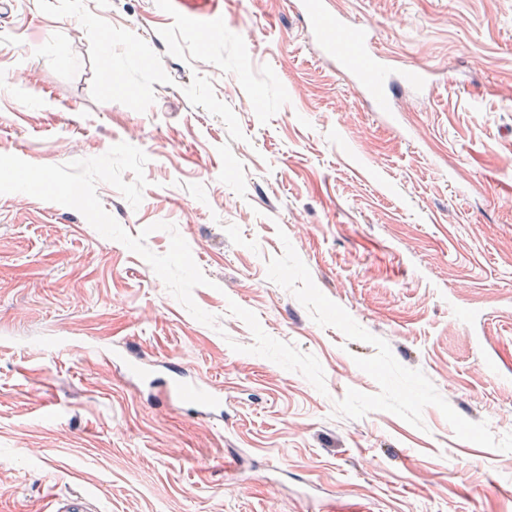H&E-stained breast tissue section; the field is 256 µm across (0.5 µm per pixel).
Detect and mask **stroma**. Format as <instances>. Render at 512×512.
Here are the masks:
<instances>
[{"instance_id":"stroma-1","label":"stroma","mask_w":512,"mask_h":512,"mask_svg":"<svg viewBox=\"0 0 512 512\" xmlns=\"http://www.w3.org/2000/svg\"><path fill=\"white\" fill-rule=\"evenodd\" d=\"M334 5L392 71L431 67L430 94L371 111L298 0H220L209 37L160 0L0 15V155L142 149L140 206L97 195L154 253L151 224L176 226L217 319L77 210L0 194V512H512V0ZM232 301L326 393L234 352L254 337ZM125 341L223 388V424L134 386Z\"/></svg>"}]
</instances>
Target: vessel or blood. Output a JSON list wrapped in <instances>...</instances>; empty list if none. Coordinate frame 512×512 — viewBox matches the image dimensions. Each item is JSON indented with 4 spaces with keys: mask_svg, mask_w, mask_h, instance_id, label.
Segmentation results:
<instances>
[{
    "mask_svg": "<svg viewBox=\"0 0 512 512\" xmlns=\"http://www.w3.org/2000/svg\"><path fill=\"white\" fill-rule=\"evenodd\" d=\"M169 6L187 27L204 26L215 33L224 30V16L218 11L216 0H170ZM299 12L314 41L318 61L350 75L372 111H393L395 89L426 87L428 68L408 66L399 76H392L374 47L371 28L346 23L337 15L333 0H301ZM130 378L167 400L187 405L192 414L204 421L224 419L223 390L196 382L174 364L162 362L149 370L138 368Z\"/></svg>",
    "mask_w": 512,
    "mask_h": 512,
    "instance_id": "1",
    "label": "vessel or blood"
}]
</instances>
